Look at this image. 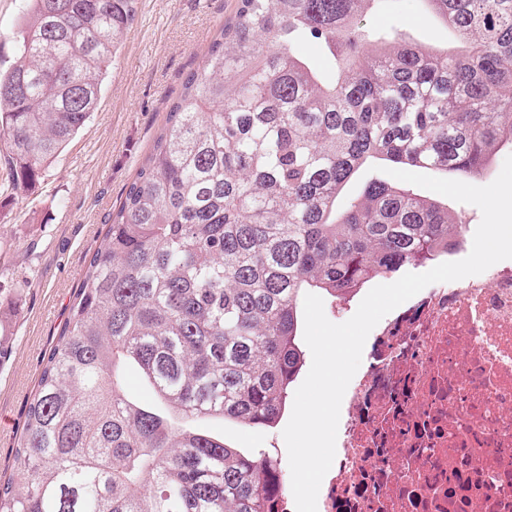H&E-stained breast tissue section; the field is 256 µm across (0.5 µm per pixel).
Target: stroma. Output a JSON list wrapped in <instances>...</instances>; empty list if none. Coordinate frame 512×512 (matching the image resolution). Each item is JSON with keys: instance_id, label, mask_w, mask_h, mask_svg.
Listing matches in <instances>:
<instances>
[{"instance_id": "stroma-1", "label": "stroma", "mask_w": 512, "mask_h": 512, "mask_svg": "<svg viewBox=\"0 0 512 512\" xmlns=\"http://www.w3.org/2000/svg\"><path fill=\"white\" fill-rule=\"evenodd\" d=\"M237 0H133L124 31L87 124L44 171L35 188H12L0 163V474L10 457L24 407L37 387L42 359L69 317L74 290L105 237L188 74L201 71L208 49ZM24 0H0V69L11 65ZM374 29L399 27L439 47L454 36L420 0H381ZM238 448L277 451L282 427L250 429L206 420Z\"/></svg>"}]
</instances>
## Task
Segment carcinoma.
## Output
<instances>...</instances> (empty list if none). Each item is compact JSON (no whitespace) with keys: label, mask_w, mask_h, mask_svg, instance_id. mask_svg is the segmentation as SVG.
I'll return each instance as SVG.
<instances>
[{"label":"carcinoma","mask_w":512,"mask_h":512,"mask_svg":"<svg viewBox=\"0 0 512 512\" xmlns=\"http://www.w3.org/2000/svg\"><path fill=\"white\" fill-rule=\"evenodd\" d=\"M25 2L0 141L10 185L31 188L95 111L132 0ZM379 2L238 0L73 294L0 512H275L277 458L200 422L276 426L305 295L349 302L463 239L444 201L345 187L374 159L465 181L512 147V0H424L453 48L366 27ZM131 365L152 401L130 394Z\"/></svg>","instance_id":"carcinoma-1"}]
</instances>
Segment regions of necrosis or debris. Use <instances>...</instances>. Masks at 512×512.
Returning <instances> with one entry per match:
<instances>
[{"mask_svg": "<svg viewBox=\"0 0 512 512\" xmlns=\"http://www.w3.org/2000/svg\"><path fill=\"white\" fill-rule=\"evenodd\" d=\"M318 512H512V265L375 326Z\"/></svg>", "mask_w": 512, "mask_h": 512, "instance_id": "necrosis-or-debris-1", "label": "necrosis or debris"}]
</instances>
